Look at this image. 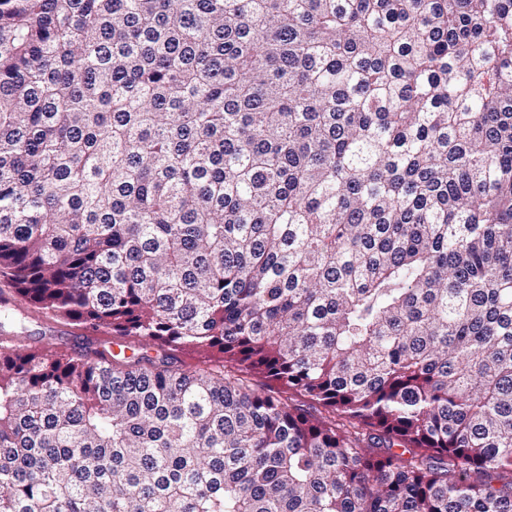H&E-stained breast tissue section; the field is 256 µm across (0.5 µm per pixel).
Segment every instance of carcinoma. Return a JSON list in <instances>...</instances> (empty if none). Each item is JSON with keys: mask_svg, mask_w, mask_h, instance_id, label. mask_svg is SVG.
Returning <instances> with one entry per match:
<instances>
[{"mask_svg": "<svg viewBox=\"0 0 512 512\" xmlns=\"http://www.w3.org/2000/svg\"><path fill=\"white\" fill-rule=\"evenodd\" d=\"M0 283V512H512V0H0ZM29 316L28 327L29 334L32 336L30 342L33 346L42 347L46 343L48 336H54L52 342L58 350H79L85 342L88 333L78 327L57 326L50 322L39 320L32 315ZM44 336L47 337L43 339Z\"/></svg>", "mask_w": 512, "mask_h": 512, "instance_id": "obj_1", "label": "carcinoma"}]
</instances>
